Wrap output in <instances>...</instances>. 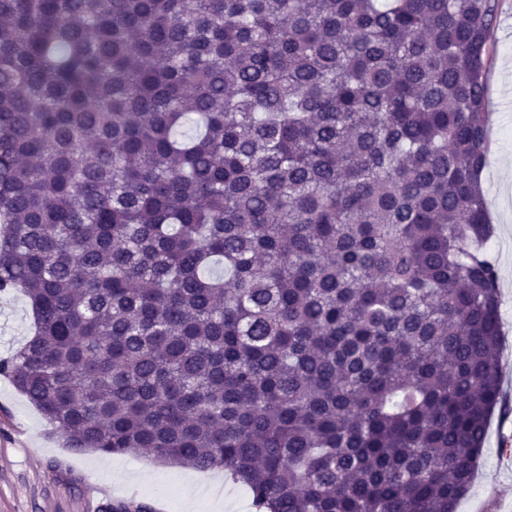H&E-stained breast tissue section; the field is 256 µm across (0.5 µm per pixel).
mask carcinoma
I'll list each match as a JSON object with an SVG mask.
<instances>
[{
  "label": "carcinoma",
  "mask_w": 512,
  "mask_h": 512,
  "mask_svg": "<svg viewBox=\"0 0 512 512\" xmlns=\"http://www.w3.org/2000/svg\"><path fill=\"white\" fill-rule=\"evenodd\" d=\"M498 0H0V359L68 447L256 512H456L501 404ZM32 312L20 292L0 293V359L9 357L31 335Z\"/></svg>",
  "instance_id": "1"
}]
</instances>
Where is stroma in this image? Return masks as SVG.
<instances>
[{
	"label": "stroma",
	"instance_id": "35a3bbf8",
	"mask_svg": "<svg viewBox=\"0 0 512 512\" xmlns=\"http://www.w3.org/2000/svg\"><path fill=\"white\" fill-rule=\"evenodd\" d=\"M491 151L482 173L495 226L490 254L500 275L502 354L512 357V0H498L486 71ZM32 312L19 292L0 293V359L30 336ZM495 412L472 487L457 512H512V395ZM144 503L152 512H254L245 487L223 470L200 472L147 457L67 448L10 379L0 375V512H100L102 504Z\"/></svg>",
	"mask_w": 512,
	"mask_h": 512
}]
</instances>
